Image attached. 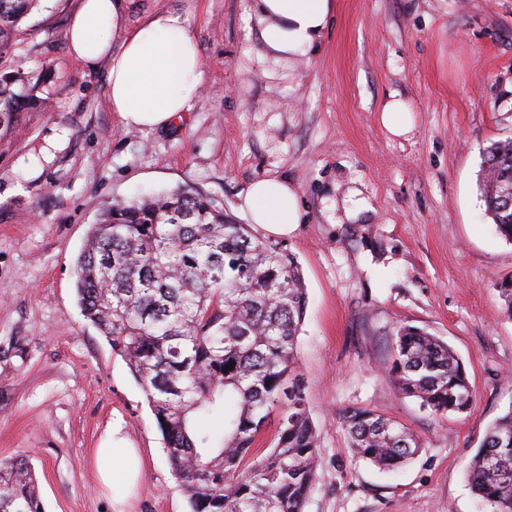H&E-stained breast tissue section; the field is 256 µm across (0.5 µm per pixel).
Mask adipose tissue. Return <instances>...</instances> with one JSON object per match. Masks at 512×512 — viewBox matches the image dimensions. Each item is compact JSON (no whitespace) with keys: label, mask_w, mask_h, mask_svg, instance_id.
<instances>
[{"label":"adipose tissue","mask_w":512,"mask_h":512,"mask_svg":"<svg viewBox=\"0 0 512 512\" xmlns=\"http://www.w3.org/2000/svg\"><path fill=\"white\" fill-rule=\"evenodd\" d=\"M128 0H80L68 28L71 57L89 68L107 63L108 97L127 129L159 130L176 124L201 93V48L190 17L164 8L127 26ZM260 37L277 60L310 51L326 30L333 0H255ZM242 208L252 223L279 237L293 233L303 220L287 180L252 182ZM99 483L123 505L135 493L142 470L137 449L109 436L96 450Z\"/></svg>","instance_id":"obj_1"}]
</instances>
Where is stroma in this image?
<instances>
[{"label":"stroma","instance_id":"1","mask_svg":"<svg viewBox=\"0 0 512 512\" xmlns=\"http://www.w3.org/2000/svg\"><path fill=\"white\" fill-rule=\"evenodd\" d=\"M317 47L264 49L251 0H132L135 26L190 13L203 91L178 124L128 131L105 68L67 50L79 0H40L0 69L48 68L44 109L0 141V459L27 456L45 512H115L93 452L119 429L145 468L127 512H190L144 393L83 317L73 266L103 205L189 185L239 223L251 182L285 178L303 222L284 238L308 305L298 366L319 440L305 512H486L468 466L512 409V244L478 187L482 151L512 136V0H335ZM412 129L381 124L390 97ZM451 346L473 386L444 417L397 393L395 326ZM403 423L421 452L385 472L353 460L342 413Z\"/></svg>","mask_w":512,"mask_h":512}]
</instances>
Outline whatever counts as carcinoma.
Instances as JSON below:
<instances>
[{
    "label": "carcinoma",
    "mask_w": 512,
    "mask_h": 512,
    "mask_svg": "<svg viewBox=\"0 0 512 512\" xmlns=\"http://www.w3.org/2000/svg\"><path fill=\"white\" fill-rule=\"evenodd\" d=\"M38 0H0V59ZM42 73L0 71V139L37 105ZM480 191L495 232L512 244V138L483 152ZM84 318L121 355L151 408L191 512H304L319 443L297 370L307 289L296 257L192 187L106 205L75 263ZM397 391L436 416L462 413L473 390L440 338L396 329ZM235 362L233 369L226 366ZM278 415L270 446L257 439ZM353 456L383 471L421 442L372 410L342 414ZM469 480L490 512H512V410L486 431ZM0 512H44L23 456L0 461Z\"/></svg>",
    "instance_id": "obj_1"
}]
</instances>
